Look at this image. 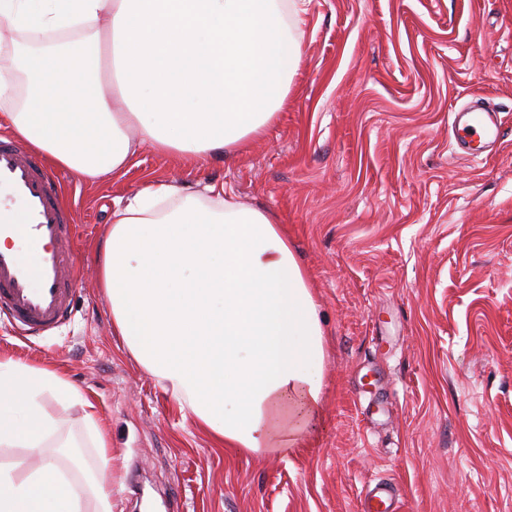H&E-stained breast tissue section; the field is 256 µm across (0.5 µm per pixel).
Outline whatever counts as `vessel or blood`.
I'll return each mask as SVG.
<instances>
[{"label": "vessel or blood", "instance_id": "b4317fda", "mask_svg": "<svg viewBox=\"0 0 512 512\" xmlns=\"http://www.w3.org/2000/svg\"><path fill=\"white\" fill-rule=\"evenodd\" d=\"M452 125L464 152L481 157L483 142L497 138L496 113H454ZM19 209L23 221L0 224V236H25L26 252L0 249V313L24 332L47 333L71 314L80 269L74 257V213L62 200L55 171L19 142L0 134V214ZM396 486L381 484L365 500L364 512H404Z\"/></svg>", "mask_w": 512, "mask_h": 512}]
</instances>
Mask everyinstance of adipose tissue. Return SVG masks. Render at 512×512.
<instances>
[{
    "label": "adipose tissue",
    "mask_w": 512,
    "mask_h": 512,
    "mask_svg": "<svg viewBox=\"0 0 512 512\" xmlns=\"http://www.w3.org/2000/svg\"><path fill=\"white\" fill-rule=\"evenodd\" d=\"M297 0H0V29L85 40L15 49L0 111L49 165L89 181L141 145L169 156L233 155L288 101L303 31ZM112 333L214 444L283 458L321 419L324 330L306 268L267 210L156 182L118 203L94 255ZM79 404L97 450V408L60 373L0 359V447L39 449L58 431L46 397ZM112 485L48 460L0 465V512H112Z\"/></svg>",
    "instance_id": "1"
}]
</instances>
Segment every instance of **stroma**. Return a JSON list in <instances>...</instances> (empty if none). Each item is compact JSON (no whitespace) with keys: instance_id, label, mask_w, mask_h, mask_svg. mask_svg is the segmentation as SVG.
<instances>
[{"instance_id":"obj_1","label":"stroma","mask_w":512,"mask_h":512,"mask_svg":"<svg viewBox=\"0 0 512 512\" xmlns=\"http://www.w3.org/2000/svg\"><path fill=\"white\" fill-rule=\"evenodd\" d=\"M305 44L266 135L203 163L141 147L127 171H64L81 279L66 324L0 357L73 383L112 447L113 512H360L395 483L406 512H512V0H305ZM485 98L492 149L454 144L450 114ZM224 187L284 224L325 328L322 420L312 447L235 455L112 334L90 255L119 198L146 181ZM62 435L95 451L55 399Z\"/></svg>"}]
</instances>
